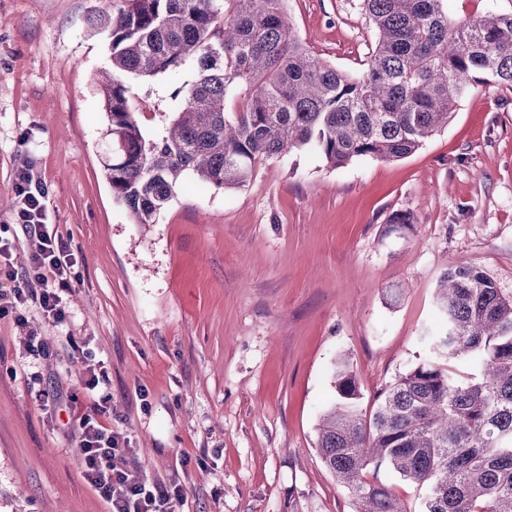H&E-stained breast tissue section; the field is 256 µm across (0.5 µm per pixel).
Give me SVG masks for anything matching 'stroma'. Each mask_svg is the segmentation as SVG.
Segmentation results:
<instances>
[{
  "mask_svg": "<svg viewBox=\"0 0 512 512\" xmlns=\"http://www.w3.org/2000/svg\"><path fill=\"white\" fill-rule=\"evenodd\" d=\"M106 5L0 0L9 260L29 265L15 220L22 175L80 259L64 323L44 317L35 279L24 320L0 318V512H107L80 475L78 420L93 398L78 344L109 375L104 426L126 437L145 482L179 487L178 512H355L316 450L331 363L348 354L371 408L425 358L419 338L447 268L474 264L512 297V89L480 87L404 159L335 168L294 151L228 190L188 176L157 223L136 224L101 160L94 76L109 50L90 23ZM288 5L315 56L362 73L375 33L360 0ZM396 211L413 227L389 232ZM33 333L50 344L34 366L22 354Z\"/></svg>",
  "mask_w": 512,
  "mask_h": 512,
  "instance_id": "obj_1",
  "label": "stroma"
}]
</instances>
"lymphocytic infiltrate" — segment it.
<instances>
[{
    "instance_id": "f902f5d3",
    "label": "lymphocytic infiltrate",
    "mask_w": 512,
    "mask_h": 512,
    "mask_svg": "<svg viewBox=\"0 0 512 512\" xmlns=\"http://www.w3.org/2000/svg\"><path fill=\"white\" fill-rule=\"evenodd\" d=\"M18 221L26 230L30 246V263L22 274L43 281L39 305L53 323L65 321L63 297L71 292L78 263L67 241L46 222L42 193L32 191L28 181L16 188ZM7 271L15 286L0 293V317L17 312L27 295L17 280L22 276ZM82 382L86 389L99 391L100 396L91 410L80 419V464L84 480L105 499L109 512H176L180 492L172 485L148 484L127 463L126 440L104 427L100 418L107 412L111 399L107 391V374L101 363L90 354L79 358Z\"/></svg>"
}]
</instances>
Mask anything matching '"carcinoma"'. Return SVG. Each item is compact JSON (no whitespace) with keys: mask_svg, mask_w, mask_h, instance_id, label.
<instances>
[{"mask_svg":"<svg viewBox=\"0 0 512 512\" xmlns=\"http://www.w3.org/2000/svg\"><path fill=\"white\" fill-rule=\"evenodd\" d=\"M377 33L358 76L292 35L288 0H108L91 27L108 38L98 73L113 199L155 224L191 175L244 185L259 161L313 149L332 167L399 160L448 126L486 85L512 87V8L466 21L447 0H361ZM191 69L192 81H181ZM165 78L178 105L161 130L129 80ZM428 357L368 412L346 355L317 427L326 468L356 512H403L380 472L423 491L421 512H512V297L472 264L436 288Z\"/></svg>","mask_w":512,"mask_h":512,"instance_id":"obj_1","label":"carcinoma"}]
</instances>
